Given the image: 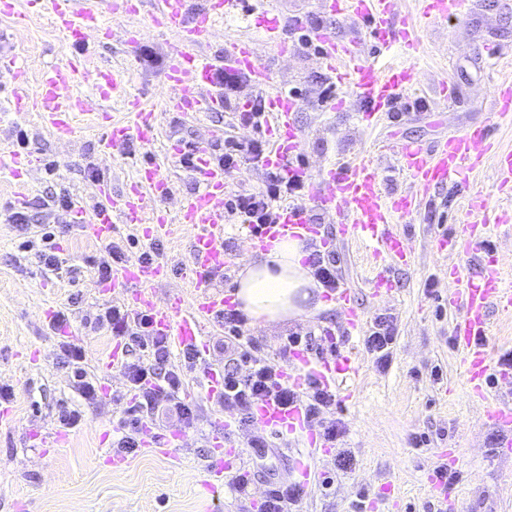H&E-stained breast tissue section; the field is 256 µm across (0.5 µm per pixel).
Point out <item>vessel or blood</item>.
<instances>
[{"instance_id": "b4317fda", "label": "vessel or blood", "mask_w": 512, "mask_h": 512, "mask_svg": "<svg viewBox=\"0 0 512 512\" xmlns=\"http://www.w3.org/2000/svg\"><path fill=\"white\" fill-rule=\"evenodd\" d=\"M395 0H328L331 14L365 21L369 35L379 45L376 56L363 55L358 42L339 40L325 30H314L320 45L319 59L327 69L346 83L353 97L367 107V117L389 111L418 82L415 65L393 59L395 48L413 47L409 31L394 26ZM30 6L44 9L55 20L58 30L73 44L84 46L89 34L101 31L100 14L94 0H29ZM239 0H206L196 8L192 0H154L150 14L153 24L173 34L178 43L172 65L164 81L172 89L168 108L173 112H220L224 94L216 86L218 71L249 74L258 87L267 89L266 106L273 116L268 128L271 148L263 159L265 166L280 170L290 178L303 176L296 161L302 143L294 116L300 103L296 96L272 88L270 72L259 62L252 41L236 40L226 44L219 56H211L209 47L216 28L224 18L233 15ZM468 0H424L423 14L433 20L447 21L463 15ZM87 58L74 56L68 67L57 66L41 72L36 87H29L24 68L14 71L17 108L32 104L43 123L59 140H72L77 134L75 117L85 111L83 99L70 92L73 77L84 70ZM93 82L101 96L128 94L120 73L97 68ZM158 115L142 106L139 100L130 103L129 121H113L107 126L103 148L111 149L137 139L145 145L159 136ZM490 128L479 125L436 146L418 142L388 143L384 153L390 154L398 170L414 187L413 192L385 194L381 187L380 166L373 156H361L355 163L341 169L323 172L319 184L309 185L308 205L286 202L279 206L275 223L263 226L259 234L245 237L247 249H263L283 237L313 238L319 236V225L310 219V208L335 215L341 235L360 241L372 251L380 270L371 282L374 294L391 293L393 283L387 274L393 266H408L414 261L410 240L393 231L396 219L411 214L421 199L432 189L465 179L478 169L487 154H494L502 183H512V150L492 152ZM196 173L200 187L183 197L175 212H168L162 203L173 193L170 178L157 166L139 168L126 191L113 195L108 184L95 187L99 205L92 209L77 207L76 213L84 235L96 242L111 239L115 224H130L146 241L175 238L181 229H192L188 244L186 279L194 290L192 299L178 292L157 299L156 288L167 280V263L131 261L121 266L109 283L102 285L105 293L118 295L132 314L148 313L156 335L167 337L176 347L204 349L205 338L213 318L232 307V295L214 286L215 274L230 266L231 257L224 247V182L223 167L214 165L207 149L196 153ZM512 227V211H494L486 198L475 195L462 206L460 223L454 231L434 238L437 254L449 260L448 305L457 309L452 342L462 355V381L475 395L485 393L490 373L500 379L512 378V366L504 364L493 369L491 358L482 342L489 330L488 312L498 308L512 315V274L506 273L495 253L484 251L483 243L492 231ZM479 256L480 270L466 275L461 260ZM336 300L344 313V332L359 335L364 327V314L354 299L351 288L340 286ZM294 364L283 367L280 378L294 389H303L308 379H316L326 389H333L338 379L358 375L355 361L346 355L334 354L317 360L294 352ZM485 420L499 430L497 445L512 447V403L503 401L487 408ZM255 423L264 431L284 436L306 431L308 423L301 407H283L276 399H268L255 411Z\"/></svg>"}]
</instances>
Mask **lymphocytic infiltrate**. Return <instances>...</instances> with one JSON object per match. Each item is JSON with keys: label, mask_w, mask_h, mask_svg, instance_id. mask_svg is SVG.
<instances>
[{"label": "lymphocytic infiltrate", "mask_w": 512, "mask_h": 512, "mask_svg": "<svg viewBox=\"0 0 512 512\" xmlns=\"http://www.w3.org/2000/svg\"><path fill=\"white\" fill-rule=\"evenodd\" d=\"M304 188L303 182L285 178L283 173L271 168L262 188L235 195L225 202L224 208L237 223L259 229L274 223L278 204L283 198L300 193ZM223 319L224 349L239 354L245 363L241 369L225 367L221 393L225 407L236 410L240 425H253L255 408L274 395L283 406H301L309 425L320 427L327 440L342 436L340 420L327 415L335 402L329 391L315 381L308 382L301 392L288 387L279 377L281 365L278 360L249 353L247 315L234 308L225 310ZM93 324L108 329L113 336L123 340L144 338L148 341L147 359L123 364L124 376L135 401L125 409L123 434L115 445L116 453L126 456L136 453L142 426L160 415H175L184 424L193 420L194 405L179 396L183 381L180 369L170 364V342L166 337L152 334L148 315L134 318L126 306L113 304L104 307L95 316Z\"/></svg>", "instance_id": "1"}]
</instances>
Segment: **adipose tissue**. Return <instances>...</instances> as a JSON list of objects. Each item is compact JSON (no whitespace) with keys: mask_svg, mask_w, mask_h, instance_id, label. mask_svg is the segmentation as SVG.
<instances>
[{"mask_svg":"<svg viewBox=\"0 0 512 512\" xmlns=\"http://www.w3.org/2000/svg\"><path fill=\"white\" fill-rule=\"evenodd\" d=\"M303 240L286 237L246 263L236 281L235 299L250 317L265 324L310 315L317 286Z\"/></svg>","mask_w":512,"mask_h":512,"instance_id":"ef3b65f1","label":"adipose tissue"}]
</instances>
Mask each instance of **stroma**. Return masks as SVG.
<instances>
[{"label":"stroma","instance_id":"35a3bbf8","mask_svg":"<svg viewBox=\"0 0 512 512\" xmlns=\"http://www.w3.org/2000/svg\"><path fill=\"white\" fill-rule=\"evenodd\" d=\"M110 37L90 35L86 51L89 68L117 69L128 89L159 114L161 134L152 145L130 140L124 147L103 149L105 134L101 114L125 120L122 98L101 97L85 74H76L75 90L87 99L79 113L80 133L69 143L56 140L37 112H17L10 75H0V149L18 150L30 158L32 169L25 192L34 204L35 225L49 226L56 249L64 259L62 274L43 270L32 251L23 248L24 234L0 221V388L9 392L8 405L15 419L0 425V512H259L267 485L293 481L303 490L298 512H352L360 491H367L363 512H512V450L497 446V431L482 420L488 405L512 400V382L495 381L485 398L473 396L460 376L461 354L452 343L451 328L457 316L448 306V283L443 260L433 247L435 236L453 231L464 201L479 194L491 204H506L512 189L501 186L492 160H485L467 181L437 190L414 213L400 218L396 232L407 234L414 246L415 262L394 267L389 276L394 291L374 295L371 280L375 264L362 244L341 238L335 219L322 211L312 216L332 243L338 283L349 284L365 315L366 325L377 317L392 321L395 340L387 366H378L362 337L341 333L344 316L332 296L323 290L324 308L310 316L272 326L249 325L255 355L278 357L287 337L306 340L309 357L337 346L360 364L356 382L337 385L330 417L341 419L346 433L336 443L310 442L307 435L268 436L265 453L252 446V427H225L231 411L207 393L205 368L223 367L224 324L214 320L208 340L209 353L185 370L184 390L195 404V419L181 427L163 417L144 425L138 454L128 458L124 470H113L104 461L124 419L126 390L122 370L104 372L103 364L113 338L104 330H91L90 317L112 304L113 296L99 294L91 267L104 254L103 244L87 239L80 225L64 211L44 207V200L60 192L85 207L96 203L95 180L108 181L113 194L123 192L136 170L154 164L174 183V196L166 201L175 210L180 197L198 187L196 172L181 167L168 151L171 142L198 146L212 131L241 139L253 138L252 127L241 124L237 113H198L191 118L167 111L164 72L177 45L174 35L151 29L150 0H144L136 17L112 13L99 0ZM420 0H396L395 19L406 22L419 42L413 54H399V61L414 63L419 82L412 91L411 108L362 124L364 106L347 87H339V101L322 106L320 95L329 71L317 53L303 49L295 35L299 21L328 30L336 37L364 36V21L334 16L323 0H241L238 12L216 29L213 55L238 39L252 40L263 66L283 90L299 89L300 110L295 122L302 139L301 160L310 180L321 170L353 163L359 154L376 151L385 141L419 142L428 146L463 133L488 120L493 107V85L512 83V0H470L468 11L452 21L434 22L421 15ZM278 10L287 53L264 43L256 20ZM136 29L141 41L126 45V33ZM0 31L10 33L5 55L25 66L29 80H37L50 66H67L77 55L57 29L52 15L32 12L27 24L12 28L0 20ZM502 51L489 63L487 47ZM452 84L455 99L439 106L441 82ZM158 260L168 263L171 274L158 288L159 295L186 291L183 265L184 239L156 240ZM67 310L73 340L85 350V367L102 388V400L86 402L72 386L70 368L45 312ZM335 340H328V333ZM80 410L81 425L60 427L62 409ZM180 432L177 446L163 445L172 432ZM63 438L57 452L44 454L41 440ZM223 435L225 447L237 460L225 468V481L238 474L251 476L249 495L225 491L215 502L207 488V465L214 452L213 438ZM426 444L415 446L417 436ZM453 454L459 468L446 497L434 490L432 470ZM352 455L343 466L344 455Z\"/></svg>","mask_w":512,"mask_h":512}]
</instances>
